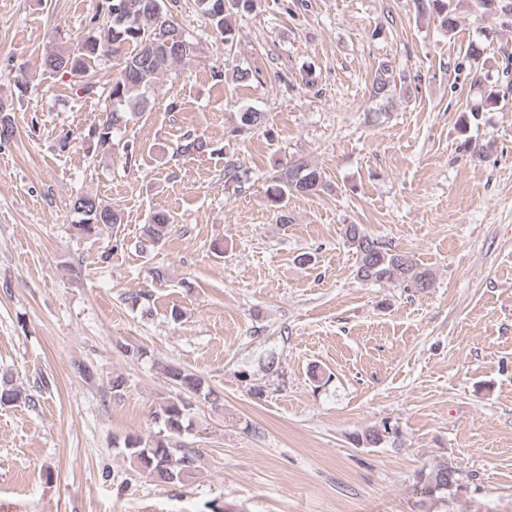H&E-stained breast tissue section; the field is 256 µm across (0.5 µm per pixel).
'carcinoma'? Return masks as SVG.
<instances>
[{
	"label": "carcinoma",
	"instance_id": "1",
	"mask_svg": "<svg viewBox=\"0 0 512 512\" xmlns=\"http://www.w3.org/2000/svg\"><path fill=\"white\" fill-rule=\"evenodd\" d=\"M471 9L480 17L496 15L508 24L512 22V0H470ZM419 17L437 20L439 29L453 36L458 17L452 0H413ZM201 16L212 30L224 39V50L232 51L235 28L232 19L253 10L254 0H196ZM176 0H98L95 13L87 23L84 36L64 51L49 53L44 59L46 69L71 76L76 91L88 94L94 85L84 80L87 62L123 46L131 48L120 63L118 72L108 81L101 95L104 107L97 123L83 133V139L95 151L121 157L129 164L133 152L129 143L118 139L119 133L131 120L141 117L150 105V95L158 81L171 72L191 52L187 32L174 13ZM394 68L382 63L376 69L371 85L375 99H389L396 91ZM474 100L470 111L478 112L497 103L496 92L473 84ZM9 108L0 103V145L14 135ZM263 115L247 108L238 112L234 132L241 134L260 127ZM211 149L204 136L187 132L177 151L183 156L203 155ZM277 174L265 191L270 207L281 211L280 221L288 223L282 212L290 196L314 195L328 188L324 172L318 166L299 160L287 167L274 162ZM72 211L78 216L75 228L80 235L91 238L103 229L122 223V214L99 198L82 194L72 201ZM174 219L170 213L157 211L145 228L148 239L160 243L170 233ZM344 241L356 254V277L365 282L397 283L419 291L433 285L432 274L422 269L410 255L398 252L372 237L359 224L344 227ZM163 376L178 390V397L167 399L153 412L159 435L142 437L129 433L115 448L127 459L133 470L160 484H175L193 477L199 468L196 452L183 444L189 430L187 418L192 403L189 398L201 396L217 402L220 396L204 387V381L175 364L159 367ZM37 405L38 395H21L6 376L0 377V405L8 406L19 400ZM459 471L446 464L420 477L428 492H448L459 487Z\"/></svg>",
	"mask_w": 512,
	"mask_h": 512
}]
</instances>
